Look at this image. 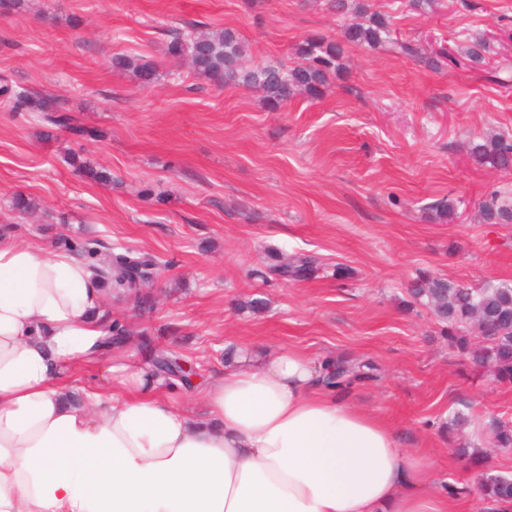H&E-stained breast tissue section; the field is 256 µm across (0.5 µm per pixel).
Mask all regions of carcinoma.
<instances>
[{
  "instance_id": "obj_1",
  "label": "carcinoma",
  "mask_w": 512,
  "mask_h": 512,
  "mask_svg": "<svg viewBox=\"0 0 512 512\" xmlns=\"http://www.w3.org/2000/svg\"><path fill=\"white\" fill-rule=\"evenodd\" d=\"M338 13L353 11L361 21L344 29V42L365 44L370 47L391 43L394 53L410 58L419 57V51L408 40H391L390 28L385 18L367 13L366 6L354 0H330ZM166 51L170 55L192 58L193 71L213 85L238 84L258 87L265 93L269 108L276 110L288 104L298 93L311 98L318 97L329 77L341 68L344 54L343 42L313 34L295 48L300 62L288 66H256L246 69L241 64L242 47L229 30L198 34L194 25L171 32ZM112 66L133 74L139 85L149 87L157 80V65L147 59L115 57ZM4 105L12 109L27 108L41 113L44 124L66 127L85 135L87 131L74 122L68 109L61 104L49 105L26 91H16L9 85L0 86ZM472 160L484 167L508 169L512 167V136L505 133L473 142L469 146ZM11 211L29 216L39 209L32 198L16 194L10 201ZM485 219L492 224L512 223V207L498 202L496 197L483 204ZM160 259L148 252L114 254L111 262L101 268L99 276L108 285L123 291L133 301L134 309L145 314L153 310L151 300L140 292L137 282L158 273ZM283 278L301 280L316 271L315 260L298 257L274 265ZM412 302L428 307L438 321L449 344L459 356L479 370L493 373L501 384H512V285L487 280L477 286H466L443 278L421 274L410 288ZM187 362L165 348L154 350L150 365L153 370L184 387L191 386V372L183 367ZM367 363H351L338 359L334 372L326 377V383L340 388L369 376ZM488 428L500 448L512 447V423L494 417ZM478 491L487 500L512 499V478L484 472L478 481Z\"/></svg>"
}]
</instances>
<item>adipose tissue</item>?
<instances>
[{"label":"adipose tissue","instance_id":"obj_1","mask_svg":"<svg viewBox=\"0 0 512 512\" xmlns=\"http://www.w3.org/2000/svg\"><path fill=\"white\" fill-rule=\"evenodd\" d=\"M108 300L86 261L0 225V512H458L323 363L241 356L195 414L146 365L103 364Z\"/></svg>","mask_w":512,"mask_h":512}]
</instances>
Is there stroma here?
Instances as JSON below:
<instances>
[{"label":"stroma","instance_id":"obj_1","mask_svg":"<svg viewBox=\"0 0 512 512\" xmlns=\"http://www.w3.org/2000/svg\"><path fill=\"white\" fill-rule=\"evenodd\" d=\"M394 35L438 68L389 44L348 47L315 99L272 111L261 91L215 87L166 55L170 26L230 30L246 64L280 65L311 34L337 39L345 20L327 0H23L0 8V77L63 103L85 135L0 105V225L25 242L60 247L91 238L100 256L129 248L165 261L156 307L140 318L110 299L106 315L132 324L126 355L146 362L142 338L193 361L208 380L224 353L281 348L372 365L346 392L387 419L408 456L434 450L432 476L467 487L462 512H490L475 469L458 459L490 416L512 420V387L473 372L431 311L411 304L426 271L469 285H512V224L483 221L490 196L512 205V170L476 165L470 140L512 134V0H368ZM484 41L483 64L466 55ZM159 65L150 88L112 57ZM108 173L91 179L88 169ZM18 193L38 212L17 221ZM455 201L439 224L430 208ZM306 254L317 273L286 280L279 257ZM263 300L254 312L244 304ZM457 412L469 422L445 431Z\"/></svg>","mask_w":512,"mask_h":512}]
</instances>
